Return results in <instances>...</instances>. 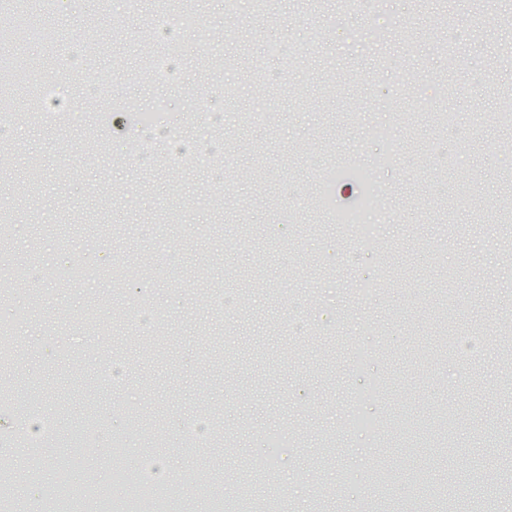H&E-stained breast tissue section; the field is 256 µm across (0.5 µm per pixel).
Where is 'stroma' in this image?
Wrapping results in <instances>:
<instances>
[{"instance_id": "obj_1", "label": "stroma", "mask_w": 512, "mask_h": 512, "mask_svg": "<svg viewBox=\"0 0 512 512\" xmlns=\"http://www.w3.org/2000/svg\"><path fill=\"white\" fill-rule=\"evenodd\" d=\"M47 40L14 53L27 79L11 110L25 123L0 134L10 164L0 202L11 226L0 250V320L17 351L0 367L15 405H0V481L7 512H44L39 488L69 470L78 512H98L114 475L137 458L162 459L159 496L172 512H197L206 492L277 512H366L372 472L384 466L389 497L409 512L420 474L457 497L484 484L512 512V55L492 53L501 0H450L454 35L439 28L441 0H380L377 13L337 0H199L171 43L178 79L157 82L140 41L154 12L124 13L100 0H32ZM282 43L293 54H270ZM65 76L45 119L40 88ZM164 103L165 126L194 146L183 117L212 105L215 161L173 167L155 140L135 141L137 112ZM452 108L457 158L438 164ZM396 123L399 150L383 166L373 131ZM351 154L366 182L336 165ZM382 185L396 218L380 227L381 253L355 264L342 230L366 183ZM308 205H290V196ZM31 277L18 286L10 270ZM146 271L138 294L117 273ZM385 286L353 300L361 270ZM152 312L164 335L139 328ZM483 332L478 360H459L440 334L444 316ZM305 323L302 334L290 321ZM375 346L386 384L374 432L347 423V361L358 340ZM120 363L122 387L97 374ZM67 412L54 414L57 402ZM55 416L57 435L31 449L17 431L28 415ZM205 416L216 444L239 450L230 468L186 445V420ZM123 438L126 454L110 453Z\"/></svg>"}]
</instances>
